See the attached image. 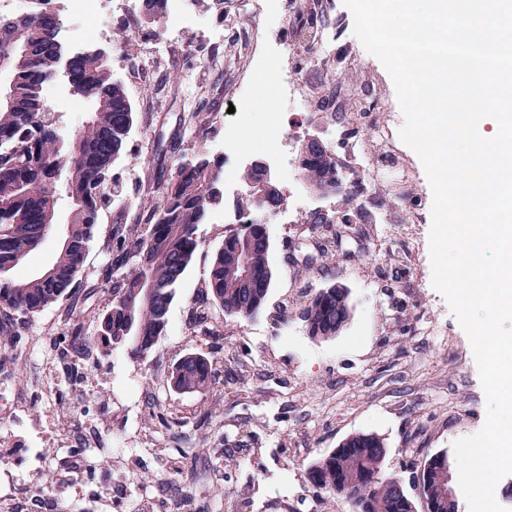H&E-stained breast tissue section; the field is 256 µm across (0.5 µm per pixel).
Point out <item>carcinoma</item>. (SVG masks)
I'll return each mask as SVG.
<instances>
[{"mask_svg": "<svg viewBox=\"0 0 512 512\" xmlns=\"http://www.w3.org/2000/svg\"><path fill=\"white\" fill-rule=\"evenodd\" d=\"M168 0H142L143 12L153 23L166 20ZM26 12L21 38L30 45L22 54L12 51L17 24L0 26V61L4 60L16 85L14 105L0 106V311L31 317L55 304L71 291L94 239L98 214L106 202L99 185L112 178L118 159L134 123V108L124 85L115 79L109 59L95 50L77 53L70 63L74 77L96 105L90 119L70 140L60 136L43 116L44 86L54 79L47 54L54 49L53 32L40 22L54 15L51 0H32ZM65 159L67 194L75 214L67 225L69 244L59 245L53 263L41 274L21 272L28 259L50 234L57 205V186L35 159ZM302 181L311 191L336 182V164L322 153H310L298 165ZM223 162L201 154L193 167L176 165L166 187L154 198L147 222L132 234L123 224L115 225L117 271L128 261L131 272L112 279L111 289L98 318L96 336L107 348L125 347L134 359L147 358L164 334L178 287L200 241L197 225L223 201ZM271 242L267 225L242 224L224 236L212 254L209 278L196 312L210 308L231 319L259 316L267 302L273 280ZM247 260L252 280L242 287V260ZM147 284L144 296L138 287ZM301 317L316 329L314 340H330L350 317L349 292L334 285L320 290L301 309ZM213 361L197 354L182 356L169 372L171 387L179 392L203 391L211 387ZM388 453L384 438L359 433L339 451L310 466L307 480L321 491L338 495L352 512H416V506L400 498V476L383 470ZM379 477L374 493L361 477ZM428 512H458L448 497L432 487L426 495Z\"/></svg>", "mask_w": 512, "mask_h": 512, "instance_id": "carcinoma-1", "label": "carcinoma"}]
</instances>
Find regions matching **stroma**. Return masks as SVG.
I'll return each instance as SVG.
<instances>
[{"mask_svg": "<svg viewBox=\"0 0 512 512\" xmlns=\"http://www.w3.org/2000/svg\"><path fill=\"white\" fill-rule=\"evenodd\" d=\"M209 2L205 11L184 0L195 24L175 33L139 14L129 22L109 17L96 33L60 17L72 50L108 51L135 119L112 169L125 198L101 209L71 296L34 316L0 320L11 334L0 349V512H350L344 499L306 479L348 436L382 435L385 471L399 474L415 499L418 465L485 423L470 340L432 283L431 227L414 221L431 209L433 195L421 160L399 137L404 117L396 94L385 115L372 92L351 120L342 112L295 111L270 97L252 64L288 63L315 92L329 84L344 93V80L297 50L294 18L262 22L266 0ZM319 23L333 35L335 61L355 53L380 69L351 25L332 14ZM128 24L137 30L129 50L113 40ZM165 37L171 53L139 75L138 45ZM249 100L264 103L243 135L254 158L267 157L276 124L296 113L338 156L357 142L391 140L392 154L371 155L360 172L344 168L347 194L303 195L307 216L332 209L341 222L362 210L368 223L333 258L308 267L302 258L314 249L316 225L290 223L284 209L269 216L274 278L264 311L205 333L193 312L212 252L230 230L224 217L238 206L225 197L197 227L201 245L148 357L104 351L95 335L113 225L142 223L147 201L179 161L201 151L223 159L224 132ZM193 111L198 123L188 131L183 117ZM333 284L348 289L351 317L335 338L312 339L300 308ZM76 329L91 338L88 353H74ZM188 353L215 360L209 391L170 387L169 368Z\"/></svg>", "mask_w": 512, "mask_h": 512, "instance_id": "35a3bbf8", "label": "stroma"}]
</instances>
